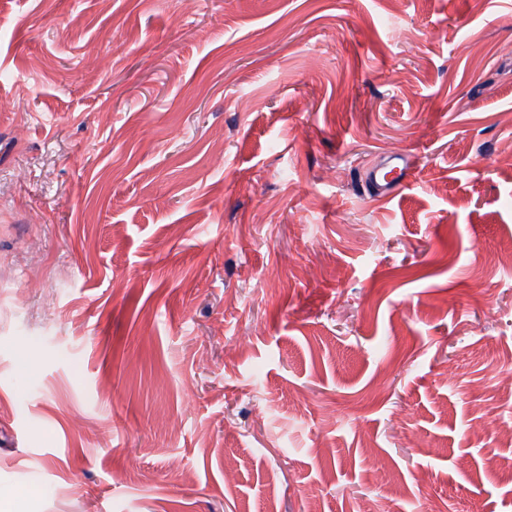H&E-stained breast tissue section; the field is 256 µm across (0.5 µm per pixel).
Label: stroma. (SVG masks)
<instances>
[{"instance_id":"stroma-1","label":"stroma","mask_w":512,"mask_h":512,"mask_svg":"<svg viewBox=\"0 0 512 512\" xmlns=\"http://www.w3.org/2000/svg\"><path fill=\"white\" fill-rule=\"evenodd\" d=\"M511 240L512 0H0V495L512 512ZM391 158L397 161V165L393 166L387 172L374 171L369 177V183L380 194H390L395 191L399 185L408 180L411 170L409 156L404 152H394L391 154ZM395 169H398V172H394ZM390 173L395 174L391 179L388 178Z\"/></svg>"}]
</instances>
